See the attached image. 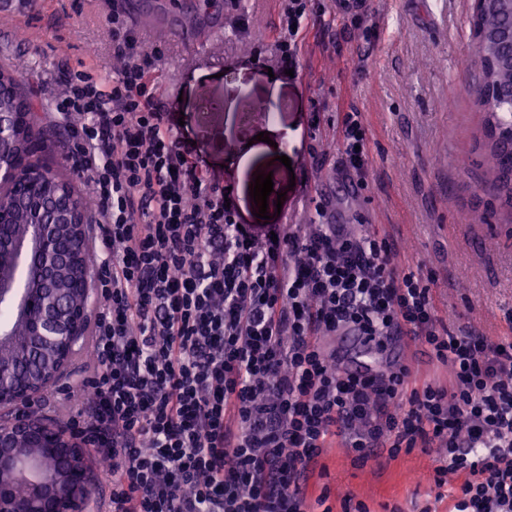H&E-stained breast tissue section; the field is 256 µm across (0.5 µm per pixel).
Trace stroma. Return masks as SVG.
Masks as SVG:
<instances>
[{
  "label": "stroma",
  "instance_id": "35a3bbf8",
  "mask_svg": "<svg viewBox=\"0 0 512 512\" xmlns=\"http://www.w3.org/2000/svg\"><path fill=\"white\" fill-rule=\"evenodd\" d=\"M165 10L169 0H122L146 47H164L155 74L161 102L197 164L234 187L247 221L258 211L250 195L256 176L273 174L280 206L274 224L308 223L316 203L336 224H367L396 244L394 262L432 276L439 315L451 332L512 341V213L493 209L482 193L488 179L483 114L477 103L479 64L471 27L472 0H362L345 10L333 0H310L294 77L269 76L273 59L250 61L254 49L277 37L279 0H212L219 33L208 24L193 37L157 31L135 17L138 4ZM105 0H29L25 19L0 15V70L25 62L24 91L43 111L40 126L55 133L39 164L89 195L70 159L66 123L53 115L66 76L92 63L112 71ZM248 14L253 28L238 17ZM265 115H254L256 102ZM362 113L369 167L364 187L339 166L336 127L344 113ZM277 126V149L256 136ZM289 164H282L281 156ZM92 354L80 343L63 378L35 401L56 420L55 400L77 387ZM386 358L420 380L444 385L447 366L420 342L388 346ZM440 452L414 448L396 458L354 462L342 438H332L308 484L311 512H345V498L368 512H449L459 477L436 487Z\"/></svg>",
  "mask_w": 512,
  "mask_h": 512
}]
</instances>
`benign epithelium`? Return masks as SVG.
Masks as SVG:
<instances>
[{
  "mask_svg": "<svg viewBox=\"0 0 512 512\" xmlns=\"http://www.w3.org/2000/svg\"><path fill=\"white\" fill-rule=\"evenodd\" d=\"M494 40L509 47L498 52V62L512 69V23ZM14 132L13 114L1 112L0 187L16 179L19 161L9 151ZM35 213L38 221L24 233L0 241V307L11 308L15 319L13 327H0V347L33 359L62 341L66 353L53 375L25 386L17 384L12 369L0 368V512H87L93 484L87 444L28 411L38 394L56 384L83 337L86 312L70 311L56 281L74 272L88 283L87 267L75 251L61 248L58 236L59 229L69 228L82 237L86 219L67 198L40 204ZM23 443L47 449L50 466L25 455ZM16 482L28 486L27 501L13 496Z\"/></svg>",
  "mask_w": 512,
  "mask_h": 512,
  "instance_id": "obj_1",
  "label": "benign epithelium"
}]
</instances>
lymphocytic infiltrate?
<instances>
[{"label": "lymphocytic infiltrate", "instance_id": "1", "mask_svg": "<svg viewBox=\"0 0 512 512\" xmlns=\"http://www.w3.org/2000/svg\"><path fill=\"white\" fill-rule=\"evenodd\" d=\"M308 0H280L274 43L297 66ZM113 76L65 81L75 165L96 201L93 358L67 420L108 464L96 512H307L305 483L340 436L359 463L439 448L435 485L460 479L451 512H512V342L451 333L431 277L395 245L331 223L255 226L177 137L127 16H108ZM342 166L363 177L361 113L340 127ZM386 348L420 341L447 385L407 367L351 373L322 337Z\"/></svg>", "mask_w": 512, "mask_h": 512}]
</instances>
